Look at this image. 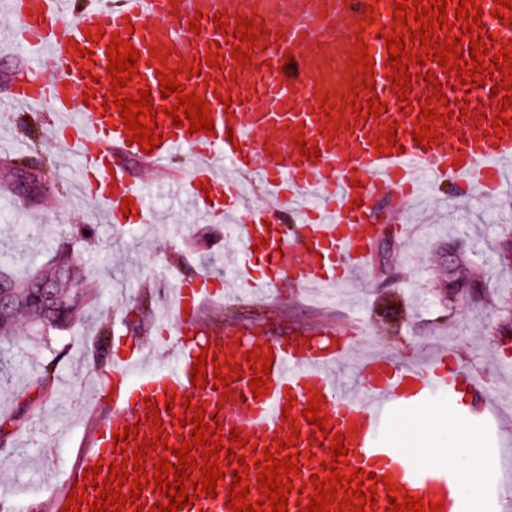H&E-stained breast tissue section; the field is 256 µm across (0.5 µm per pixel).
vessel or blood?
Listing matches in <instances>:
<instances>
[{
    "mask_svg": "<svg viewBox=\"0 0 512 512\" xmlns=\"http://www.w3.org/2000/svg\"><path fill=\"white\" fill-rule=\"evenodd\" d=\"M397 0H12L18 19L15 41L36 55L14 100L31 109L52 104L63 139L82 168L80 191L101 200L116 224H141L149 211L147 197L137 181L128 177L116 157H132L155 169L171 159L190 155L194 171L187 182L189 195L204 202L203 187H221L229 204L227 221L236 223L242 244L235 266L238 286L248 292L270 293L291 283L304 289L330 288L353 271L362 269L378 234L372 224L371 199L397 192L405 198L421 193L424 180L452 181L495 197L512 186V128L498 130L496 117L512 121V86L501 88L503 71L480 74L477 81L461 82L456 73L442 71L433 51L418 48L426 63L410 65L415 78L396 89L387 67L386 33L392 32ZM491 40L484 63L512 43V25L494 17L495 0H476ZM374 23H366V15ZM236 22L238 16L265 23L281 19L279 29L261 33L257 44L246 45L216 28L213 18ZM199 21L193 32L191 21ZM131 42L138 51L137 72L124 88L137 95L148 86L160 100L159 77L175 74L187 91L204 97L213 119V134L189 132L173 125L165 113L157 118L163 139L151 151L130 142L118 107L110 106L107 48L111 34ZM364 42L374 59L372 73L351 75L349 63L357 42ZM85 55H77V48ZM245 50L250 63L234 65L232 50ZM217 54L216 66H206L208 54ZM201 63L200 73L187 76L185 62ZM50 72H43V62ZM354 88H347V81ZM229 91L230 104L217 95ZM327 92L343 114L329 126L325 106L317 94ZM377 97L380 116H356L345 109L348 101L365 104ZM435 109L442 122L437 139L422 147L416 143L414 120L425 107ZM396 129L400 138L387 153L373 148L374 141ZM316 146L318 159L301 155L297 137ZM259 185L276 204L268 226L253 223L255 205H242L244 181ZM132 199L124 208L123 199ZM360 207H353V200ZM272 247L263 251V269L251 257L261 240ZM207 277L177 279L172 284L175 329L162 332L148 352L116 360L112 375L110 413L99 420L87 441V454L72 469L52 497L53 512L63 507L73 487L84 490L80 512H91L97 486L105 485L112 465L133 458V450L113 436L125 426L138 428L140 437L164 434L167 446H179L191 424H180L176 414L185 403L206 413H217L223 425L220 468L224 483L217 496L200 493L182 512H229L227 487L233 482L227 457L232 429L249 437L240 448L244 459L263 458L280 440H293L286 453L297 459L287 512H303L314 496L311 478L319 467L331 464L330 439L343 435L347 449L339 468L342 474L359 469L376 475L373 512H389L390 490L441 502L442 512H467V499L451 474L412 464L401 449L386 443L382 431L390 416L442 392L456 398L462 391L475 395L482 412L495 410L476 382L458 370L446 350L425 360L401 363L383 354L363 359L358 368L359 391L342 393L333 380L336 365L350 352L347 337L326 329L295 328L288 340L268 336L263 324H245L220 332L201 316L200 306L213 297ZM272 353L266 376L269 393L254 397L245 354ZM231 358L242 367L241 378L229 388L193 385L190 373L200 352ZM322 397L328 439L313 444L316 431L304 412L309 397ZM159 407V421H150V404ZM98 467L96 480L83 473Z\"/></svg>",
    "mask_w": 512,
    "mask_h": 512,
    "instance_id": "1",
    "label": "vessel or blood"
}]
</instances>
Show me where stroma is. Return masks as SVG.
I'll return each mask as SVG.
<instances>
[{"label": "stroma", "instance_id": "1", "mask_svg": "<svg viewBox=\"0 0 512 512\" xmlns=\"http://www.w3.org/2000/svg\"><path fill=\"white\" fill-rule=\"evenodd\" d=\"M24 52L0 46V266L23 275L70 251L97 303L65 330L35 331L20 319L8 349L0 351V493L17 496L24 512H50L49 499L79 461L93 416L112 396V363L119 353L151 345L170 314L169 279L208 272L213 300L203 311L236 325L265 321L276 336L300 324L347 332L358 318L364 337L398 361L434 344L447 346L459 369L486 392L506 384L512 371V194L488 206L477 194L459 203L451 184L427 189L432 221L418 229L393 198H378L380 232L365 269L315 301L286 288L252 304L221 294L226 252L240 249L233 229L186 194L159 192L161 183L187 180L191 157L174 159L160 173L135 159L127 172L151 199L147 223L118 227L102 202L75 200L78 163L54 131L50 107L21 112L13 82L30 63ZM42 170L46 181L32 196L12 186L14 165ZM455 251L483 270V288L449 302L443 256Z\"/></svg>", "mask_w": 512, "mask_h": 512}]
</instances>
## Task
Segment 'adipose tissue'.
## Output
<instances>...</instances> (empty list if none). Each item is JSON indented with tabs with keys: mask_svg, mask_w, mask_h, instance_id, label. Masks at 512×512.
<instances>
[{
	"mask_svg": "<svg viewBox=\"0 0 512 512\" xmlns=\"http://www.w3.org/2000/svg\"><path fill=\"white\" fill-rule=\"evenodd\" d=\"M448 432L452 436L449 449L443 450L433 446L432 440L440 432ZM477 442L475 428L468 421L451 415H430L408 423L399 442L400 447L413 448L426 460L439 462L443 454H452L455 459L461 460L459 469L460 480L463 485L476 488L482 483L487 465L471 458L470 448Z\"/></svg>",
	"mask_w": 512,
	"mask_h": 512,
	"instance_id": "ef3b65f1",
	"label": "adipose tissue"
}]
</instances>
